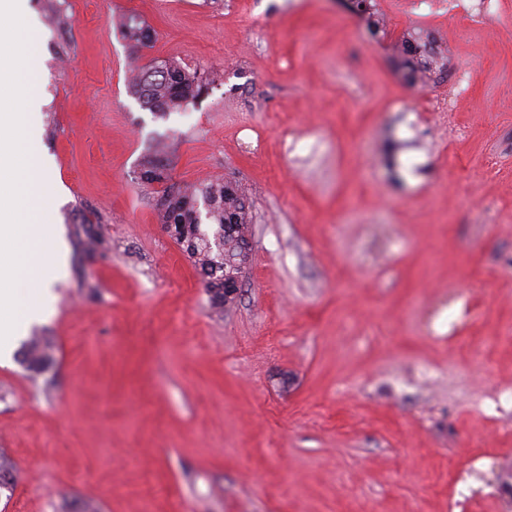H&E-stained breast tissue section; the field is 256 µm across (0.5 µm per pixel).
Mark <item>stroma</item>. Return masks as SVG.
Here are the masks:
<instances>
[{
  "mask_svg": "<svg viewBox=\"0 0 512 512\" xmlns=\"http://www.w3.org/2000/svg\"><path fill=\"white\" fill-rule=\"evenodd\" d=\"M370 4L376 31L339 0H26L67 260L24 331L44 379L0 364V512H512V0L475 29ZM418 31L443 79L394 53ZM153 58L224 81L162 118L128 91ZM159 140L172 182L252 200L223 311L137 178ZM120 28L124 37L136 48L147 47L152 40L150 28L136 14H125L121 18ZM19 358L34 380L45 373L52 364L49 344L40 336H31L24 342Z\"/></svg>",
  "mask_w": 512,
  "mask_h": 512,
  "instance_id": "stroma-1",
  "label": "stroma"
}]
</instances>
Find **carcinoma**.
<instances>
[{"mask_svg":"<svg viewBox=\"0 0 512 512\" xmlns=\"http://www.w3.org/2000/svg\"><path fill=\"white\" fill-rule=\"evenodd\" d=\"M120 28L136 48L147 47L152 40L150 28L135 14L124 15ZM403 50L413 73L431 74L435 69H444V61L437 60L419 37L406 40ZM213 83L214 78L208 72L163 61L153 68L139 69L128 87L141 106L163 117L194 103ZM142 169L168 176L166 160L158 150L146 155ZM165 197L166 201L158 204L160 223L206 276L208 286L224 287V274L232 272L231 268L224 267V245H229L234 256L243 255L246 242L240 236L239 227L250 223L249 197L240 186L231 187L225 180L203 186H179ZM19 358L35 379L52 364L49 344L39 336L24 342Z\"/></svg>","mask_w":512,"mask_h":512,"instance_id":"1","label":"carcinoma"}]
</instances>
